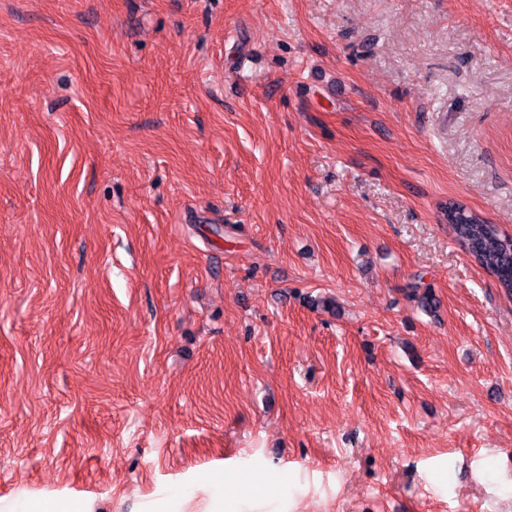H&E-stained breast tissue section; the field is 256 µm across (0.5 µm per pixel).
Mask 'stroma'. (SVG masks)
Listing matches in <instances>:
<instances>
[{
	"label": "stroma",
	"instance_id": "35a3bbf8",
	"mask_svg": "<svg viewBox=\"0 0 512 512\" xmlns=\"http://www.w3.org/2000/svg\"><path fill=\"white\" fill-rule=\"evenodd\" d=\"M452 199L512 235V0H0V506L512 512ZM406 291L409 298L417 300L425 311L433 312L434 309H437L438 301L433 294L432 287L425 284L421 278L408 285ZM23 512H92L93 504L88 501H68L64 503L44 502L39 505L29 502L27 507L22 509Z\"/></svg>",
	"mask_w": 512,
	"mask_h": 512
}]
</instances>
